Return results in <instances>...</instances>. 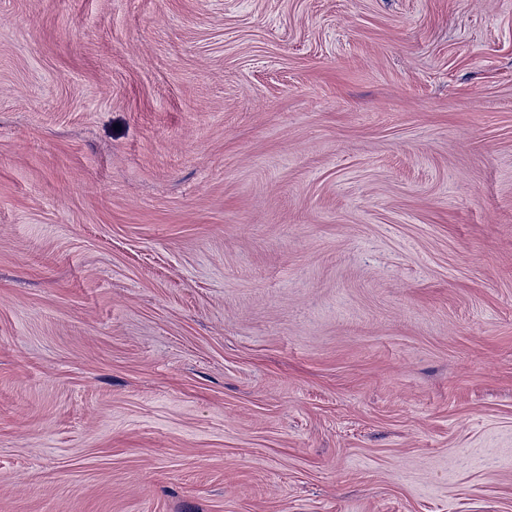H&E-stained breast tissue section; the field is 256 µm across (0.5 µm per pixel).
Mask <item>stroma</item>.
<instances>
[{
	"mask_svg": "<svg viewBox=\"0 0 512 512\" xmlns=\"http://www.w3.org/2000/svg\"><path fill=\"white\" fill-rule=\"evenodd\" d=\"M0 512H512V0H0Z\"/></svg>",
	"mask_w": 512,
	"mask_h": 512,
	"instance_id": "stroma-1",
	"label": "stroma"
}]
</instances>
